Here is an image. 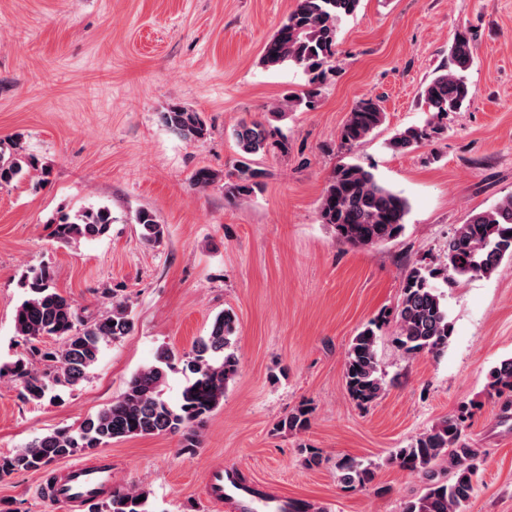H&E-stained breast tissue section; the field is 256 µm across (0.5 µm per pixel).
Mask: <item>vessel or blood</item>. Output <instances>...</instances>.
Segmentation results:
<instances>
[{"instance_id":"b4317fda","label":"vessel or blood","mask_w":512,"mask_h":512,"mask_svg":"<svg viewBox=\"0 0 512 512\" xmlns=\"http://www.w3.org/2000/svg\"><path fill=\"white\" fill-rule=\"evenodd\" d=\"M112 484V468L105 462H79L66 465L64 478L53 496L74 507L100 497ZM206 498L213 503L231 501L238 512H288L287 501L261 496L257 490L240 480L235 469L221 465L210 467L206 477Z\"/></svg>"}]
</instances>
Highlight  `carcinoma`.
<instances>
[{
  "mask_svg": "<svg viewBox=\"0 0 512 512\" xmlns=\"http://www.w3.org/2000/svg\"><path fill=\"white\" fill-rule=\"evenodd\" d=\"M360 2L296 0L293 11L267 41L260 63L268 68L298 67L309 76L311 88L304 97L283 98L268 118L243 120L234 128L240 159L224 181L226 196L244 201L262 188L265 172L254 165L253 157L277 145L278 129L273 122L286 119L287 113L302 105H314L318 86L332 70L339 28L356 13ZM473 58L471 39L457 33L449 47L448 65L421 92L428 114L425 123L398 131L389 141L390 149L405 152L443 132L442 122L448 113L461 110L474 95L465 77ZM161 120L184 140L203 139L211 131L202 113L179 104L161 113ZM384 120L377 101H360L341 129V146L349 150L363 143ZM33 164V156L24 153L20 143H14L13 153L0 155V185L20 179L24 168ZM218 180L219 174L207 167L198 168L193 175L194 185L200 188ZM408 212L409 202L404 196L382 184L373 172L351 162L333 169L318 205L320 223L332 229L337 241L353 248L395 240L405 230ZM133 221L146 244L162 242L164 227L155 212L140 209ZM112 222L109 208H87L62 218L53 235L65 243L96 240L107 235ZM506 258H512V195L457 225L448 237L443 264L411 268L392 310L397 347L408 356L444 355L454 327L435 281L440 279L452 287L465 278L490 277ZM27 288L28 295L14 314L16 335L26 344L27 352L0 366V379L15 381L20 398L26 402H56L62 399V391L77 385L96 365L102 343L118 341L133 331L134 316L128 302L114 296L105 314L84 321L71 301L54 288L47 266L29 271ZM378 329L375 322L365 326L353 337L347 352L346 388L352 400L363 407L375 403L386 389L376 351ZM236 332L235 317L224 311L214 317L209 334L198 340L191 352L178 356L168 348L158 350L154 363L135 372L118 397L85 418L78 428L38 436L19 451L0 456V477L39 471L77 453L91 454L131 437L173 435L179 437L185 450L201 447L200 430L223 404L225 390L238 372ZM45 337H54L57 343L43 346ZM35 359L47 363V371H34L31 363ZM178 363L191 378L172 405L163 398V387L167 371ZM487 391L501 400L502 414L512 410V358L490 370ZM312 414L313 409L302 403L280 419L276 429L304 432L311 426ZM469 416V408L463 406L406 446L390 452V463L426 480L424 492L405 501L402 512H467L483 461V451L466 442ZM336 470L343 486L352 490L367 489L376 479V465L362 459L344 458ZM141 496L145 500H139ZM98 505V512H152L150 492L139 488L114 490Z\"/></svg>",
  "mask_w": 512,
  "mask_h": 512,
  "instance_id": "1",
  "label": "carcinoma"
}]
</instances>
